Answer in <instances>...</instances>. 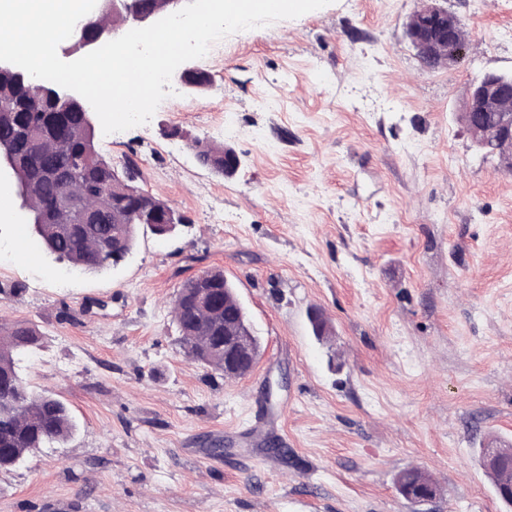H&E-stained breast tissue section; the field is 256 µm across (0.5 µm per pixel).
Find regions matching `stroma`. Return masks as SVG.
<instances>
[{
  "instance_id": "obj_1",
  "label": "stroma",
  "mask_w": 512,
  "mask_h": 512,
  "mask_svg": "<svg viewBox=\"0 0 512 512\" xmlns=\"http://www.w3.org/2000/svg\"><path fill=\"white\" fill-rule=\"evenodd\" d=\"M427 3L331 0L234 33L192 60L204 90L172 77L149 123L97 133L184 218L139 227L117 266L75 268L0 222V325L38 330L21 372L78 423L0 470V512H512L476 455L512 441V173L460 112L512 72V0H441L468 37L434 70L405 36ZM199 139L240 168L202 167ZM213 268L259 340L242 377L187 357L173 321ZM410 467L435 499L400 495ZM396 482L402 496L409 501H411V494L416 495L413 491L416 485H422L432 492H437V486L430 476L418 468H408L401 471L397 476ZM411 485L414 486L407 491V488Z\"/></svg>"
}]
</instances>
